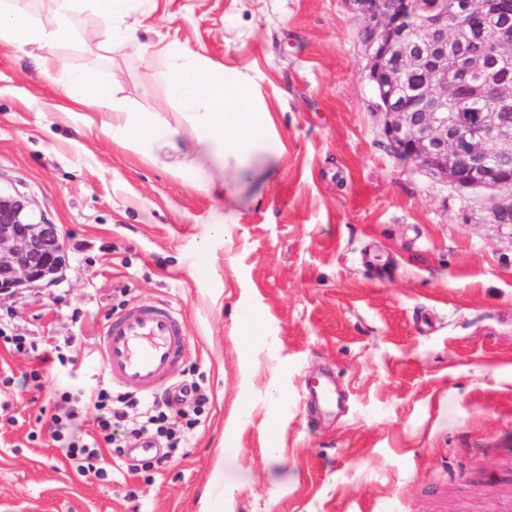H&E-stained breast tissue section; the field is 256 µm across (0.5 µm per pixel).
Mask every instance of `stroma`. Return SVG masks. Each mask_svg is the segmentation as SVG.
<instances>
[{
	"label": "stroma",
	"mask_w": 512,
	"mask_h": 512,
	"mask_svg": "<svg viewBox=\"0 0 512 512\" xmlns=\"http://www.w3.org/2000/svg\"><path fill=\"white\" fill-rule=\"evenodd\" d=\"M135 21L141 47L57 54L118 74V97L186 140L142 47L242 68L286 153L225 207L84 128L0 47V190L33 198L68 256L58 284L0 297L1 330L64 357L42 369L0 340V512H497L512 498V224L391 152L353 0H156ZM149 304L184 328L166 387L198 383L209 403L170 465L150 464L164 440L131 439L102 449L106 478L79 473L49 431L60 397L125 394L100 336ZM327 374L331 413L308 400Z\"/></svg>",
	"instance_id": "35a3bbf8"
}]
</instances>
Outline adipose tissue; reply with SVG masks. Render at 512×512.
<instances>
[{"mask_svg":"<svg viewBox=\"0 0 512 512\" xmlns=\"http://www.w3.org/2000/svg\"><path fill=\"white\" fill-rule=\"evenodd\" d=\"M21 2L0 0V44L37 50L42 74L63 88L75 107L74 118L97 123L101 135L132 147L153 163L173 153L192 152V160L178 169L206 194L232 201L244 187L263 188L285 146L256 83L241 70L215 67L177 42L151 54L158 82L196 129L195 142L189 146L176 128L155 113L132 111L117 98L115 80L94 71L69 69L58 61L56 48L75 40L89 50L106 42L137 43L138 29L126 19L136 10L149 12L151 0H51L56 23L50 28ZM87 16L105 22L104 34L79 29V20Z\"/></svg>","mask_w":512,"mask_h":512,"instance_id":"1","label":"adipose tissue"}]
</instances>
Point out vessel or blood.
Wrapping results in <instances>:
<instances>
[{"mask_svg":"<svg viewBox=\"0 0 512 512\" xmlns=\"http://www.w3.org/2000/svg\"><path fill=\"white\" fill-rule=\"evenodd\" d=\"M182 341L180 322L170 309L139 305L107 327L104 365L128 388L150 394L170 376Z\"/></svg>","mask_w":512,"mask_h":512,"instance_id":"1","label":"vessel or blood"}]
</instances>
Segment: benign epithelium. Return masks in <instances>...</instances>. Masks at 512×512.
Instances as JSON below:
<instances>
[{
  "label": "benign epithelium",
  "instance_id": "obj_1",
  "mask_svg": "<svg viewBox=\"0 0 512 512\" xmlns=\"http://www.w3.org/2000/svg\"><path fill=\"white\" fill-rule=\"evenodd\" d=\"M367 20L365 49L376 113L393 154L464 188L512 190V87L495 82L512 66V26L494 23L504 0H470L480 35L492 49L474 59L448 47V9H431L412 25L410 0H353ZM466 82L481 110L461 112L448 87ZM460 134L448 137V123ZM67 252L58 225L37 215L19 192H0V295L39 291L64 279Z\"/></svg>",
  "mask_w": 512,
  "mask_h": 512
}]
</instances>
